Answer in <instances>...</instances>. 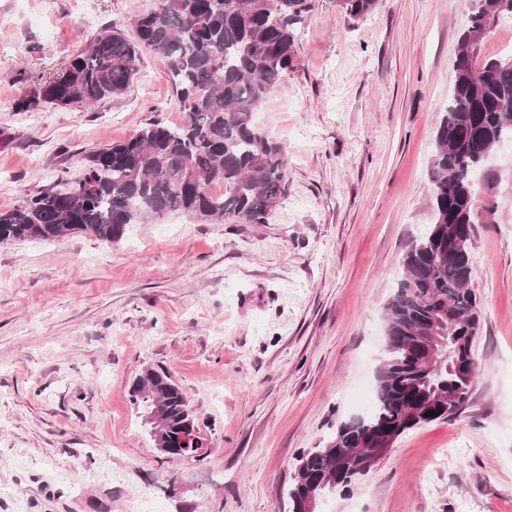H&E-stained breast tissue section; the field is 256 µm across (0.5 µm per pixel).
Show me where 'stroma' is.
Segmentation results:
<instances>
[{
	"instance_id": "1",
	"label": "stroma",
	"mask_w": 512,
	"mask_h": 512,
	"mask_svg": "<svg viewBox=\"0 0 512 512\" xmlns=\"http://www.w3.org/2000/svg\"><path fill=\"white\" fill-rule=\"evenodd\" d=\"M156 0H0V212L155 120L181 124L165 60L122 96L17 101ZM471 0H313L284 86L254 115L288 156L266 223L171 213L105 243L0 242V512H282L304 449L374 387L383 309L433 216L428 169ZM473 226L479 377L454 417L409 432L319 512H512V141L488 157ZM148 368L209 444L162 454L130 402Z\"/></svg>"
}]
</instances>
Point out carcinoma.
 I'll return each instance as SVG.
<instances>
[{"label": "carcinoma", "instance_id": "obj_1", "mask_svg": "<svg viewBox=\"0 0 512 512\" xmlns=\"http://www.w3.org/2000/svg\"><path fill=\"white\" fill-rule=\"evenodd\" d=\"M378 0H342L355 20ZM454 87L435 132L429 167L433 221L402 259V275L384 307L385 349L377 368L372 410L336 422L321 448L304 450L288 487V512L321 480V492L345 493L365 476L356 465L384 439L446 420L468 406L475 386L474 343L480 298L472 288L473 257L453 254L458 236L470 239L482 210L475 178L486 154L512 138V67L503 59L477 63L472 36L489 22L512 19V0H472ZM312 0H158L132 22L133 35L114 26L91 40L50 81L17 102L22 112L46 105L92 104L122 95L138 71L141 53L167 61L185 119L154 121L132 138L87 155L84 173L69 190L49 188L25 205L0 212V242L55 240L86 233L116 243L133 224H152L174 212L222 223L264 224L283 195L285 147L253 121L281 87L295 56L297 26ZM214 185L224 193L214 194ZM138 410L157 406L169 438L193 418L189 400L166 374L145 369L131 388ZM432 416H426V413Z\"/></svg>", "mask_w": 512, "mask_h": 512}]
</instances>
